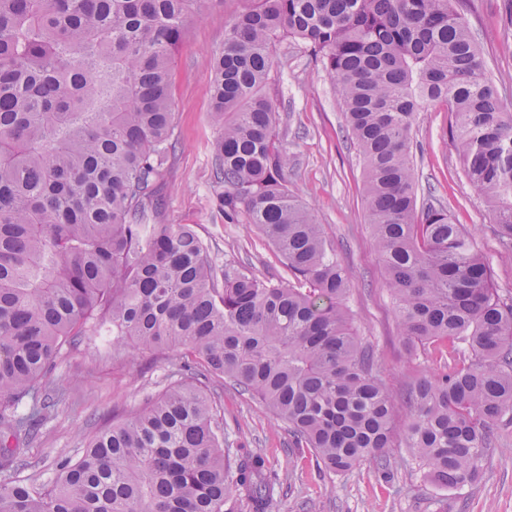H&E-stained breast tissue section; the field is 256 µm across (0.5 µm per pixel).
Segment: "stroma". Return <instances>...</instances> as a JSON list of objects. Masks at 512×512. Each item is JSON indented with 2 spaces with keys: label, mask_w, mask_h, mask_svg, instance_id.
<instances>
[{
  "label": "stroma",
  "mask_w": 512,
  "mask_h": 512,
  "mask_svg": "<svg viewBox=\"0 0 512 512\" xmlns=\"http://www.w3.org/2000/svg\"><path fill=\"white\" fill-rule=\"evenodd\" d=\"M241 0H199L171 68L177 144L165 174L161 224H190L210 248L216 265L241 260L260 276L287 277L281 257L247 224L224 223L213 200L212 144L219 127L211 115L212 59L224 43ZM512 0H473L468 18L480 44L486 73L508 86L512 112ZM275 84L269 90L280 140L288 155L285 178L312 208L354 288L349 307L360 336L372 345L395 400L412 379L441 368L446 352L409 353L399 335L384 272L366 219L361 165L345 132L337 91L307 45L286 39L274 49ZM448 114L420 105L412 132L419 190L431 191L457 223L473 235L490 262L501 293L512 292V258L506 257L488 218L485 200L464 177L456 152L443 140ZM182 350H116L111 337H83L64 347L48 389L65 398L41 425L29 449L24 476L50 482L63 459H77L85 438L112 421L131 418L146 399L178 379ZM213 421L231 447L266 459L276 476V512H512V425L503 427L482 476L463 488L438 486L424 475L411 448L393 452L398 462L382 472L372 460L347 473L317 470L310 453L289 448L288 428L232 385L214 397Z\"/></svg>",
  "instance_id": "obj_1"
}]
</instances>
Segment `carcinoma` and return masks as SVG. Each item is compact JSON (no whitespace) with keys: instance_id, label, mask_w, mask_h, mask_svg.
Returning <instances> with one entry per match:
<instances>
[{"instance_id":"cac0c4a2","label":"carcinoma","mask_w":512,"mask_h":512,"mask_svg":"<svg viewBox=\"0 0 512 512\" xmlns=\"http://www.w3.org/2000/svg\"><path fill=\"white\" fill-rule=\"evenodd\" d=\"M197 0H0V512H273L265 458L226 448L216 376L288 426L329 472L417 450L425 476L473 483L512 423V295L472 234L418 203L419 102L451 115L461 170L512 251V112L486 74L470 0H247L224 32L211 112L215 199L280 254L288 281L217 270L189 224H156L175 149L170 70ZM304 42L334 79L361 158L367 223L409 351L448 366L407 386L404 420L357 334L347 269L284 178L266 88L273 47ZM184 350L185 377L96 432L37 485L20 472L51 412L64 345Z\"/></svg>"}]
</instances>
